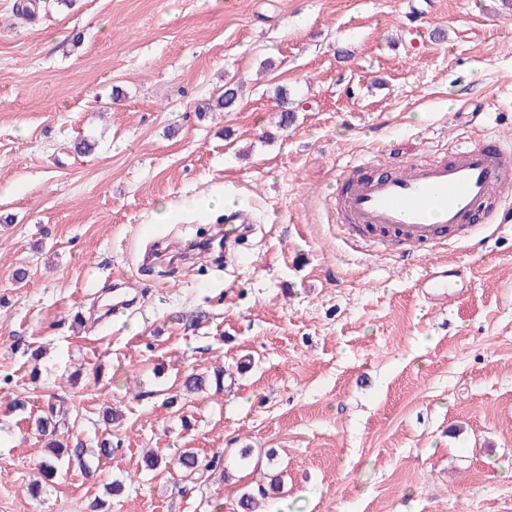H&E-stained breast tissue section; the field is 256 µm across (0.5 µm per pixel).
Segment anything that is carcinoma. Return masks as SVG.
<instances>
[{
  "label": "carcinoma",
  "instance_id": "obj_1",
  "mask_svg": "<svg viewBox=\"0 0 512 512\" xmlns=\"http://www.w3.org/2000/svg\"><path fill=\"white\" fill-rule=\"evenodd\" d=\"M57 5H64L66 7L71 5V0H18L15 7V16L22 20L28 21L38 17L46 8L50 7V3ZM238 100V90L234 87L227 86L224 89V93L219 96L215 101L206 103L202 106V110L207 112L211 110H224L231 112ZM208 383L206 375L197 372H191L186 375L182 388L186 393H199L203 391ZM36 431L39 435L47 439V451L45 459L40 465V477L33 480L27 486V493L32 497L40 496L45 481L53 478L58 474L59 469L64 464L78 463L79 467L87 470L89 464L86 459V455L90 453L87 448H72L68 444L57 438L56 425L57 421L53 418L46 416H40L35 420ZM91 453L95 457L109 458L112 455V449L103 446L97 448ZM144 467L150 471L173 468L174 471L179 474L183 479L191 478L203 470H208L212 467V464L204 462L199 457L197 452L191 448H186L179 452L177 458L173 462H168L166 459L154 454L148 453L143 457ZM281 490V478L277 475H273L270 478L268 486H258L255 491H245L241 494L238 504L244 512H252V509L256 505L257 498H268L272 495L280 494Z\"/></svg>",
  "mask_w": 512,
  "mask_h": 512
}]
</instances>
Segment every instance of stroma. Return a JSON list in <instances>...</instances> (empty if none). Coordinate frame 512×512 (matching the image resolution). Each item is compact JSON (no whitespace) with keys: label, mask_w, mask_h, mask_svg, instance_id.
I'll return each mask as SVG.
<instances>
[{"label":"stroma","mask_w":512,"mask_h":512,"mask_svg":"<svg viewBox=\"0 0 512 512\" xmlns=\"http://www.w3.org/2000/svg\"><path fill=\"white\" fill-rule=\"evenodd\" d=\"M14 2L0 512H93L115 478L111 512H237L276 473L263 512H512V223L441 251L473 271L445 306L421 286L431 256L358 251L328 208L358 158L481 138L459 103L512 141V0H416L414 15L407 0H74L32 23ZM228 84L234 111H197ZM222 195L254 219L230 262L148 264L156 240L218 233ZM217 366L220 389L181 393ZM51 408L59 437L112 456L32 499L45 447L29 419ZM149 448L214 465L183 482L146 471ZM280 490L281 478L278 475H272L267 487L260 485L256 491L243 492L238 501L239 507L246 512H252L258 497L265 499L271 495H279Z\"/></svg>","instance_id":"1"}]
</instances>
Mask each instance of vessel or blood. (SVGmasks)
Returning a JSON list of instances; mask_svg holds the SVG:
<instances>
[{
    "label": "vessel or blood",
    "mask_w": 512,
    "mask_h": 512,
    "mask_svg": "<svg viewBox=\"0 0 512 512\" xmlns=\"http://www.w3.org/2000/svg\"><path fill=\"white\" fill-rule=\"evenodd\" d=\"M379 157L355 163V176L342 177L334 211L348 242L371 252L398 244L414 258L437 253L458 232L469 244L489 224L512 222V145L490 133L453 148L432 152L380 170ZM463 268L431 262L423 279L427 288L450 287Z\"/></svg>",
    "instance_id": "vessel-or-blood-1"
}]
</instances>
